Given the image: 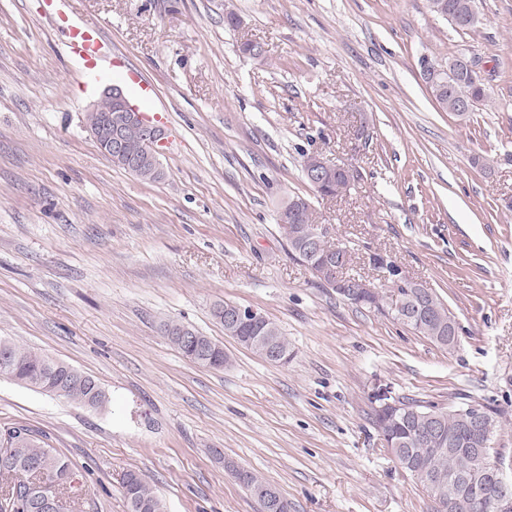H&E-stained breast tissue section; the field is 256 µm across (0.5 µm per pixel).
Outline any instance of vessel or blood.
Segmentation results:
<instances>
[{
    "label": "vessel or blood",
    "mask_w": 512,
    "mask_h": 512,
    "mask_svg": "<svg viewBox=\"0 0 512 512\" xmlns=\"http://www.w3.org/2000/svg\"><path fill=\"white\" fill-rule=\"evenodd\" d=\"M73 0H43L42 14L64 33L70 55L84 66L111 71L120 61L100 28L93 22L76 18L71 10Z\"/></svg>",
    "instance_id": "obj_1"
}]
</instances>
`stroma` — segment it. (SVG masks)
I'll use <instances>...</instances> for the list:
<instances>
[{"instance_id": "35a3bbf8", "label": "stroma", "mask_w": 512, "mask_h": 512, "mask_svg": "<svg viewBox=\"0 0 512 512\" xmlns=\"http://www.w3.org/2000/svg\"><path fill=\"white\" fill-rule=\"evenodd\" d=\"M240 23H224L227 6ZM462 31L427 0H75L165 106L169 148L148 183L98 149L86 114L111 79L67 52L40 0H0V338L92 375L94 410L0 378V427L24 425L70 464L74 512H128L132 469L166 512H261L231 474L277 486L292 512H432L372 422L374 396L494 411L512 477V0H475ZM262 44L264 60L241 50ZM476 61L488 99L442 111L421 63ZM349 168L317 197L304 154ZM310 198L347 274L392 295L380 254L436 294L448 349L321 287L276 224ZM261 311L288 364L225 336L211 311ZM195 328L224 369L161 333ZM165 326L168 327L166 336L169 341L191 361L216 370L224 369V364L228 363L223 346L213 342L209 337L185 325L167 323ZM182 330H185L186 334L199 337L198 347L196 342H188L181 338Z\"/></svg>"}]
</instances>
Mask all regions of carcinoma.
I'll list each match as a JSON object with an SVG mask.
<instances>
[{"label":"carcinoma","instance_id":"cac0c4a2","mask_svg":"<svg viewBox=\"0 0 512 512\" xmlns=\"http://www.w3.org/2000/svg\"><path fill=\"white\" fill-rule=\"evenodd\" d=\"M430 11L447 20L461 30H472L478 23L474 9V0H428ZM450 68L455 72L453 84L445 89L429 86L432 96L444 104L443 110L457 117H465L468 112L485 101L487 92L481 78L471 75L460 61V57L448 58ZM461 103L471 104L470 111L458 110ZM112 115V103L108 99L98 102L97 111L86 115L87 124L100 127L109 123ZM142 132L137 127L126 130L128 154L123 158L114 159L112 163L145 182L155 183L164 178L152 163L146 161L139 151ZM351 187V181L342 173L335 174L314 191L321 197L336 198L344 195ZM295 207L288 208L284 216H278V227L288 244L292 257L303 263L324 288H335L324 272V262L331 249L338 247L334 242H315L314 231L319 222L309 199L299 195L289 197ZM169 341L188 359L199 365L212 369H222L228 363L224 347L213 342L209 337L200 335L191 327L181 324H167ZM408 328L427 337L443 347L448 345V308L433 293L423 296L421 312L415 322ZM224 335L263 357L267 348L277 351V363L286 364L291 358L288 340L278 326L271 320L263 322L256 332L244 329H224ZM5 375L28 388L46 393L62 389L61 396L76 400L93 408H102L108 402L106 393L100 385L90 386L88 380L92 376L56 361L38 351L20 347L0 338V376ZM403 411L402 418L387 424L380 413H374V424L384 436V440L394 437L397 446L391 452L405 457L413 465L408 473L420 484L428 496H433L432 485L452 488L456 497L464 499L461 484L464 477L471 472V461L475 455L477 442L465 433L464 422L456 415L444 413L441 416V427L447 434L450 443L447 450L429 452L413 441V436L425 431L429 420L427 407L414 400L397 398ZM30 462L36 463L47 478L70 468L67 460L47 448L43 434L26 427H11L0 432V477L10 472L18 473L26 469ZM123 492L127 500L129 512H165L162 500L152 491L141 474L135 470L125 473Z\"/></svg>","mask_w":512,"mask_h":512}]
</instances>
